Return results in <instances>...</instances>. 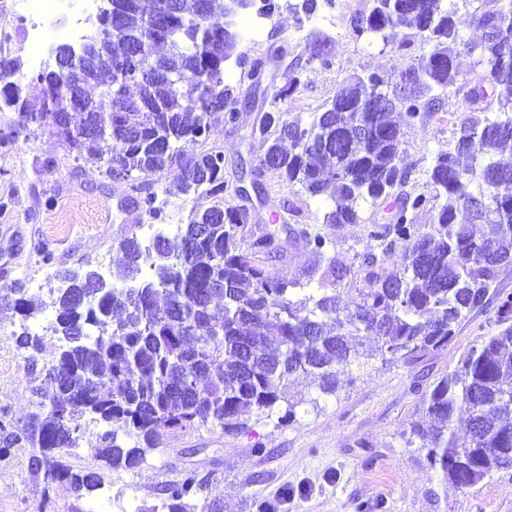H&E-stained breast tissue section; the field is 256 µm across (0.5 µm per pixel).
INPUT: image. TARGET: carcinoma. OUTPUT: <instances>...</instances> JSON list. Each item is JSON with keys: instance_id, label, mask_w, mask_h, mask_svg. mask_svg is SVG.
Segmentation results:
<instances>
[{"instance_id": "carcinoma-1", "label": "carcinoma", "mask_w": 512, "mask_h": 512, "mask_svg": "<svg viewBox=\"0 0 512 512\" xmlns=\"http://www.w3.org/2000/svg\"><path fill=\"white\" fill-rule=\"evenodd\" d=\"M106 2L80 47L52 50L54 67L25 72L19 59L0 55V112L53 127L74 160L97 165L151 220L162 218L158 192H167L156 185L174 167L192 206L175 236L157 239L159 253L134 235L119 241L121 277L138 286L102 288L94 271L61 272L67 287L49 303L60 352L34 377L33 411L17 420L0 408V461L13 448H35L44 479L68 483L81 498L99 489L100 474L73 471L56 450L76 447L89 414L102 427L95 457L133 469L168 430L211 424L233 432L281 402L280 420L293 419L298 402L286 391L296 376L312 377L331 395L354 365L411 364L445 349L470 314L493 302L495 328L431 385L422 412L434 425L411 422L407 444L418 440L459 493L512 469V406L503 403L512 397V292L499 287L501 272L512 268V166L497 160L512 149V95L496 94L512 88V0L475 10L478 43L462 39L445 0H372L349 18L355 32L408 28L431 44L406 67L415 90L402 95L378 73L358 75L307 123L273 102L253 125L263 148L255 186L271 174L330 201L323 223H369V249L351 262L339 257L335 238L311 225L253 224L250 209L233 203L241 196L224 178V148L210 143V133L236 122L240 98L262 78L261 62L242 51L241 11L227 12V0H172L169 23L162 0L148 12L142 0ZM322 5L332 9L336 0L288 7L310 17ZM305 40L310 55L281 74V101L300 88L306 66L332 64L330 35L314 29ZM460 47L475 57L470 73L454 67ZM232 59L243 72L238 86L227 87L224 65ZM26 84L43 88L35 111L23 97ZM450 93L462 111L439 116L452 139L427 171L432 191L415 192L405 138L438 116ZM375 97L386 105L374 109ZM468 184L474 191H465ZM421 213L431 223H418ZM477 224L488 231L476 234ZM297 246L314 262L288 281L270 262ZM398 249L401 266L380 272ZM347 287L355 295L345 306ZM49 304L19 288L0 295V310L27 319ZM370 336L377 341L368 347ZM202 485L197 471L184 472L162 507L184 512L183 499Z\"/></svg>"}]
</instances>
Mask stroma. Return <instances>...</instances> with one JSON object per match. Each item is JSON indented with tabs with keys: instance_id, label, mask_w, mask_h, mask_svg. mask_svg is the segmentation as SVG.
<instances>
[{
	"instance_id": "1",
	"label": "stroma",
	"mask_w": 512,
	"mask_h": 512,
	"mask_svg": "<svg viewBox=\"0 0 512 512\" xmlns=\"http://www.w3.org/2000/svg\"><path fill=\"white\" fill-rule=\"evenodd\" d=\"M278 4L267 21L268 35L243 46L249 59L262 61L263 98L239 104L236 127L219 125L211 131V142L224 148L226 176L232 181L259 163V145L250 142L249 134L292 60L291 54H275V47L287 41L303 54L311 52L300 42L299 25L332 35V66L308 70L304 87L287 101L289 112L305 121L346 78L377 72L394 84L408 64L431 50L407 29L389 33L384 42L357 35L349 18L367 9L369 0H336L335 9L306 21L289 10L288 0ZM450 138V125L436 119L408 134L406 150L416 166L412 190L428 191L425 171ZM50 157L57 161L55 169H43L42 161ZM266 188L271 197L289 198L290 223L321 224L325 200L275 179ZM118 202L95 165L75 167L50 127L0 147V294L38 275V252L44 247L55 255L53 274L41 283L45 297L60 287L61 271L97 265L102 256L117 265L118 241L138 234L142 223L137 210L120 208ZM494 318V307H487L460 325L448 348L417 362L376 361L353 369L334 396L317 397L309 379H296L289 393L301 405L293 421H279L274 412L255 413L236 432L211 426L165 432L161 448L131 470L107 469L94 457L91 447L100 427L84 419L83 452L68 461L74 469L101 473L107 499L100 512H138L160 504L188 469L199 472L204 486L188 499L187 512H206L215 501L221 512H259L264 505L272 512H356L360 506L365 512H512V470L457 493L431 468L425 450L408 446L404 436L409 422L418 419L430 384L489 332ZM23 326L19 314L0 313V406L18 419L31 409L35 374L54 363L60 348L58 336L45 334L40 351L29 356L14 339ZM37 456L34 449L16 448L9 461L0 463V512H89L90 498H76L66 483L44 480Z\"/></svg>"
}]
</instances>
